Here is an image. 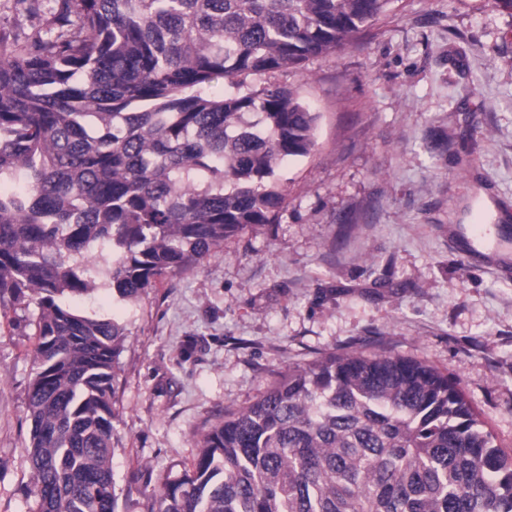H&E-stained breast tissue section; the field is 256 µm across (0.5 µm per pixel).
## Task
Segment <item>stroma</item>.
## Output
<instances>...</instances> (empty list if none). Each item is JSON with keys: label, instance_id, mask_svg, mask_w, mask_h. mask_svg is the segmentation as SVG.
I'll return each mask as SVG.
<instances>
[{"label": "stroma", "instance_id": "35a3bbf8", "mask_svg": "<svg viewBox=\"0 0 512 512\" xmlns=\"http://www.w3.org/2000/svg\"><path fill=\"white\" fill-rule=\"evenodd\" d=\"M319 112L284 163L276 223L225 241L133 305L80 309L129 336L115 387L116 512H145L196 440L289 366L361 352L457 380L512 454V13L493 0H400L355 43L277 73ZM481 223L473 264L449 233ZM39 310L0 316V512H34L26 393Z\"/></svg>", "mask_w": 512, "mask_h": 512}]
</instances>
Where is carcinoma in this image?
Masks as SVG:
<instances>
[{
  "label": "carcinoma",
  "mask_w": 512,
  "mask_h": 512,
  "mask_svg": "<svg viewBox=\"0 0 512 512\" xmlns=\"http://www.w3.org/2000/svg\"><path fill=\"white\" fill-rule=\"evenodd\" d=\"M50 35L0 36V309L39 316L27 392L36 512H115V376L128 336L71 305L138 302L276 221L316 146L297 91L244 79L356 40L398 0H55ZM225 80L224 95L208 87ZM112 252L106 276L85 262ZM147 512H512V456L457 383L391 354L297 364L197 439Z\"/></svg>",
  "instance_id": "carcinoma-1"
}]
</instances>
